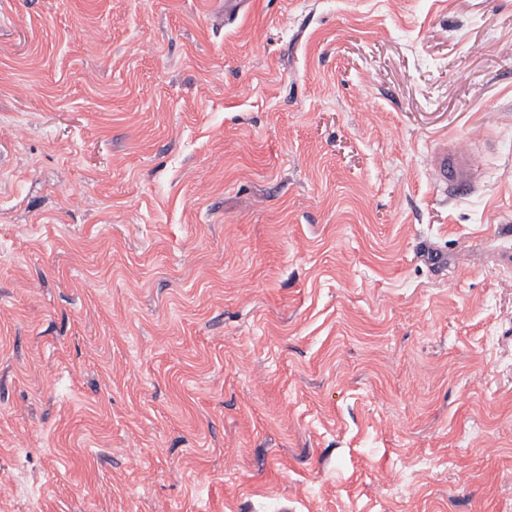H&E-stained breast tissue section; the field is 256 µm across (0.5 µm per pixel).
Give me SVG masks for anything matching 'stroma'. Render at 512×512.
<instances>
[{"mask_svg": "<svg viewBox=\"0 0 512 512\" xmlns=\"http://www.w3.org/2000/svg\"><path fill=\"white\" fill-rule=\"evenodd\" d=\"M224 2L0 0V512H512V0ZM474 143L473 139L459 140L448 148L442 142L429 156L431 176L448 197L469 193L477 182Z\"/></svg>", "mask_w": 512, "mask_h": 512, "instance_id": "stroma-1", "label": "stroma"}]
</instances>
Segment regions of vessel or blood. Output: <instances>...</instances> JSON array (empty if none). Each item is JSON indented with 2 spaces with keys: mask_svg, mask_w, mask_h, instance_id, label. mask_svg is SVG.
<instances>
[{
  "mask_svg": "<svg viewBox=\"0 0 512 512\" xmlns=\"http://www.w3.org/2000/svg\"><path fill=\"white\" fill-rule=\"evenodd\" d=\"M428 166L442 191L452 196L469 193L478 179L473 140L438 144L429 156Z\"/></svg>",
  "mask_w": 512,
  "mask_h": 512,
  "instance_id": "b4317fda",
  "label": "vessel or blood"
}]
</instances>
